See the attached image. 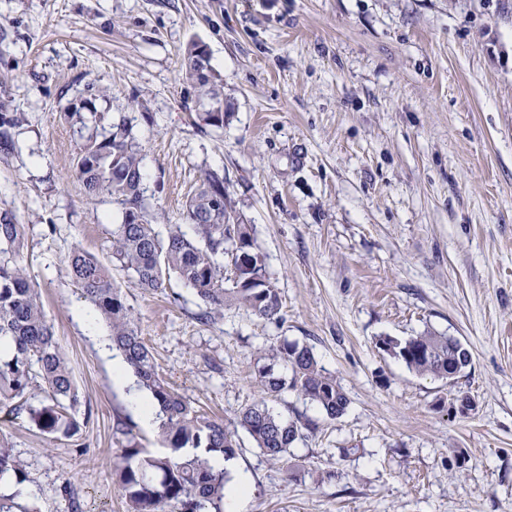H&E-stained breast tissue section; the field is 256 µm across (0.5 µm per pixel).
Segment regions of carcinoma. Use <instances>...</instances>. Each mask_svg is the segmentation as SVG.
I'll return each mask as SVG.
<instances>
[{
	"mask_svg": "<svg viewBox=\"0 0 512 512\" xmlns=\"http://www.w3.org/2000/svg\"><path fill=\"white\" fill-rule=\"evenodd\" d=\"M185 81L196 89L205 124L220 129L229 116L222 85L212 72L202 44L191 43L184 54ZM104 91L93 86L87 96L67 108L65 115L91 130L77 146L73 172L85 195H107L122 211L112 230L113 267L141 287L159 289L176 275L205 303L201 318L224 312L236 304L263 319L281 311V297L266 266L254 248L252 227L227 204L224 175L208 170L182 213L183 223L161 237L151 224L145 198L142 149L125 120L115 123L96 101ZM220 104L223 111L212 108ZM25 121L22 112L0 113V146L14 145L13 129ZM252 259L249 268L226 260V242ZM23 225L7 214L0 217V406L16 399L17 410H28L30 422L51 440L70 439L81 430L76 410L81 405L74 382L38 288L22 264ZM68 273L82 296L101 314L110 328L112 345L120 350L138 385L147 390L157 407L159 433L165 453H151L129 440L121 449L113 476L121 488L127 512H221L227 472L215 470L210 458L220 454L233 459L238 451L235 434L224 421L197 410L156 370L138 329L137 316L126 304L112 279L111 268L83 249L74 248L66 258ZM383 352H392L419 375L448 379L460 376L471 364L470 351L456 338L423 332L406 339L379 338ZM256 385L261 394L281 397L294 393L318 408L329 420L341 417L348 399L336 380L319 365L313 349L285 342L264 352ZM43 393L40 406L28 404V395ZM237 424L267 457L281 460L291 448L306 440L318 423L297 415L286 418L267 406L265 399L243 407ZM26 480L25 462L11 444L0 438V483Z\"/></svg>",
	"mask_w": 512,
	"mask_h": 512,
	"instance_id": "carcinoma-1",
	"label": "carcinoma"
}]
</instances>
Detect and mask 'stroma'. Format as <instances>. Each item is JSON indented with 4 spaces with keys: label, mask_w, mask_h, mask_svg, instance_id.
<instances>
[{
    "label": "stroma",
    "mask_w": 512,
    "mask_h": 512,
    "mask_svg": "<svg viewBox=\"0 0 512 512\" xmlns=\"http://www.w3.org/2000/svg\"><path fill=\"white\" fill-rule=\"evenodd\" d=\"M193 41L224 86L220 129L180 77ZM90 84L142 147L155 229L220 171L282 301L272 320L229 305L202 323L178 279L154 291L114 271L159 372L231 428L263 352L297 342L349 399L287 460L238 432L244 512H512V0H0V102L26 115L0 151V214L24 227L88 417L51 442L0 407L41 512H126L121 448H162L65 265L76 246L111 263L122 218L72 174L85 131L63 113ZM427 330L469 349L457 383L378 347Z\"/></svg>",
    "instance_id": "stroma-1"
}]
</instances>
